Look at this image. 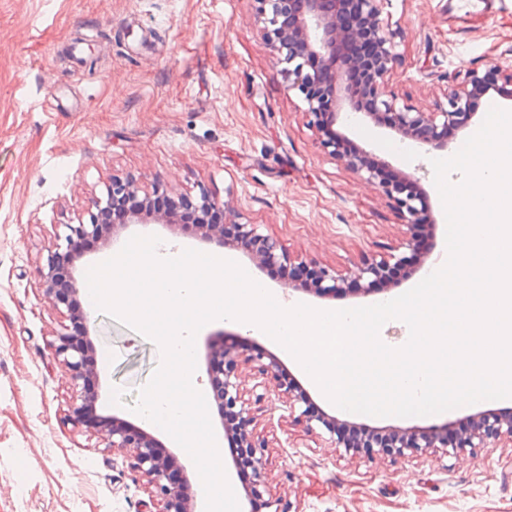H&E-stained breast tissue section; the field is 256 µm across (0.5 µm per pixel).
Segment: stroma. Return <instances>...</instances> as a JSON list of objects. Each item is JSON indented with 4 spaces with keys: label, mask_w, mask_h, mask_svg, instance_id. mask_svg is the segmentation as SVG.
Segmentation results:
<instances>
[{
    "label": "stroma",
    "mask_w": 512,
    "mask_h": 512,
    "mask_svg": "<svg viewBox=\"0 0 512 512\" xmlns=\"http://www.w3.org/2000/svg\"><path fill=\"white\" fill-rule=\"evenodd\" d=\"M397 62L387 90L397 106L448 107L471 73L495 69L512 85V0L458 16L448 0H382ZM302 95L257 18L256 0H0V512H139L147 494L129 460L97 447L67 419L68 374L51 344L66 318L43 297L39 270L67 225L84 219L114 178L142 192L163 184L176 199L200 192L226 218L255 225L291 257L347 274L364 255L404 258V277L365 295L289 292L232 244L174 224H129L136 235L239 264L279 295L336 310L392 300L446 254V217L431 156L354 115L342 126L371 160L418 179L435 248L412 256L393 199L319 145ZM99 368L96 410L135 421L131 404L160 364L156 343L91 310ZM123 403L110 404L112 388ZM327 414L380 429L453 422L481 401L415 418L343 411L312 391ZM269 443V491L290 512H512V445L454 457L368 462L309 436L269 403L254 411Z\"/></svg>",
    "instance_id": "1"
}]
</instances>
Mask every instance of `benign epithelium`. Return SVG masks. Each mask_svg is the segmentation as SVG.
Here are the masks:
<instances>
[{"instance_id": "1", "label": "benign epithelium", "mask_w": 512, "mask_h": 512, "mask_svg": "<svg viewBox=\"0 0 512 512\" xmlns=\"http://www.w3.org/2000/svg\"><path fill=\"white\" fill-rule=\"evenodd\" d=\"M259 16L265 37L278 55L288 62V76L292 87L298 89L308 105L307 115L318 129L321 147L331 156L347 163L356 173H367V179L380 191L393 198L408 228L404 247L419 249L416 224L419 222V204L423 200L419 181L407 178L399 185L386 182L382 174L366 166L361 153L345 150V136L336 131L341 115L356 112L367 117H379L377 124L415 141L425 151L447 147L437 132L448 126L461 130L469 125L471 98L485 89L482 77L469 76L468 88L452 94L449 109L441 112L413 111L398 108L385 98V77L396 62L392 33L381 19V0H257ZM365 38L377 46L376 55L369 60L350 59L343 49ZM354 68L366 69L370 75L364 96L355 94L350 82ZM370 102V109L360 105L361 99ZM140 189L132 180L114 178L107 187L106 198H95L87 209L88 223L68 224L69 233L56 236L48 247L45 267L39 272L42 295L58 308L64 307L70 324L62 326L52 343L54 359L70 375L71 396L68 420L83 432L97 438V444L114 452L126 453L131 458V469L139 476L149 501L142 503L143 512H194L195 493L188 470L179 457L142 427L108 416L96 425L86 423L83 414L87 406L100 396V379L96 369L88 364L92 350L89 313L80 303V283L74 267L60 271V241L66 242V251L81 253L85 239H109L113 231L104 230L105 216L127 199L138 204L125 206L112 221L122 224H167L174 216L168 211L148 205V198H139ZM225 212V204L203 193L196 206L194 228L204 240L224 245V225L209 222L212 212ZM242 233L236 249L250 255L259 265L279 266L312 271L305 292L318 297H334L367 279L375 280L391 267L386 257L364 256L353 263L349 276L336 274L325 266L291 258L274 239L257 232L255 225H240ZM204 357L210 377L214 400L222 410L233 412L235 422L221 419L224 436L236 444L238 453L232 456L237 468L248 465L253 470V482L245 489L246 500L267 492L264 482L268 443L250 426L253 422L252 404L275 395L282 399L288 418L304 426L307 433L322 437L333 448H342L354 454V445L337 433L335 418L321 412L311 413L307 406L310 393L285 367L284 363L262 344L246 337L236 336L228 343L222 339L204 347ZM252 371L255 383L244 389L243 370ZM470 427L458 438H449L448 424L420 427H392L384 430L388 441L368 452L370 459L388 458L399 463L407 458L427 454L439 457L457 455L470 448H496L512 444V412H480L471 415Z\"/></svg>"}]
</instances>
